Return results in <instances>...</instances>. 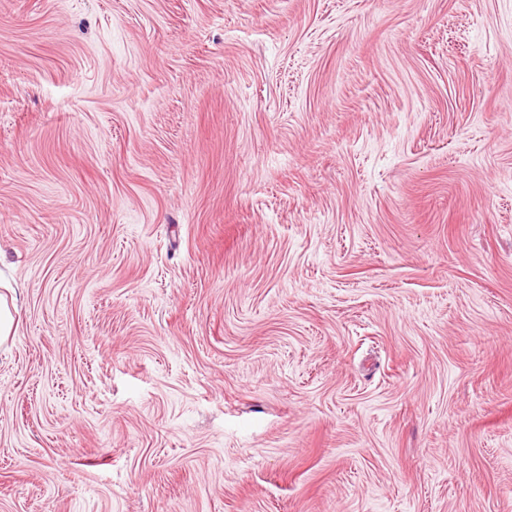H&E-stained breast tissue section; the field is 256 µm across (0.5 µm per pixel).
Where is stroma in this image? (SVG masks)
<instances>
[{
    "label": "stroma",
    "mask_w": 512,
    "mask_h": 512,
    "mask_svg": "<svg viewBox=\"0 0 512 512\" xmlns=\"http://www.w3.org/2000/svg\"><path fill=\"white\" fill-rule=\"evenodd\" d=\"M0 512H512V0H0ZM10 300L5 294L0 293V343L14 336L16 332L17 322L12 312L17 311L15 296L9 295Z\"/></svg>",
    "instance_id": "stroma-1"
}]
</instances>
